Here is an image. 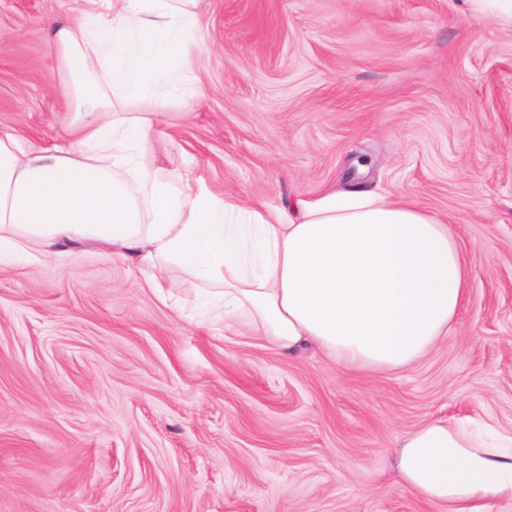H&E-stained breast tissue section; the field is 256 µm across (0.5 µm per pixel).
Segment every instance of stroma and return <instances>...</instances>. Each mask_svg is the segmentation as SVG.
I'll list each match as a JSON object with an SVG mask.
<instances>
[{"label": "stroma", "instance_id": "1", "mask_svg": "<svg viewBox=\"0 0 512 512\" xmlns=\"http://www.w3.org/2000/svg\"><path fill=\"white\" fill-rule=\"evenodd\" d=\"M84 0H0V131L70 115L46 38ZM157 175L241 207L361 190L453 225L474 271L453 332L348 371L227 332L205 287L85 246L0 266V512H437L391 448L436 419L512 434V23L466 0H198Z\"/></svg>", "mask_w": 512, "mask_h": 512}]
</instances>
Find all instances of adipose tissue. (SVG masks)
<instances>
[{
    "label": "adipose tissue",
    "mask_w": 512,
    "mask_h": 512,
    "mask_svg": "<svg viewBox=\"0 0 512 512\" xmlns=\"http://www.w3.org/2000/svg\"><path fill=\"white\" fill-rule=\"evenodd\" d=\"M48 31L71 115L69 145L0 132V265L86 241L150 280L185 269L215 288L225 330L291 354L313 345L352 371H397L448 334L473 271L452 225L400 199L328 194L291 211L173 192L147 148L155 112H118L193 34L196 0H88ZM398 482L438 512H512V442L443 421L406 435Z\"/></svg>",
    "instance_id": "1"
}]
</instances>
